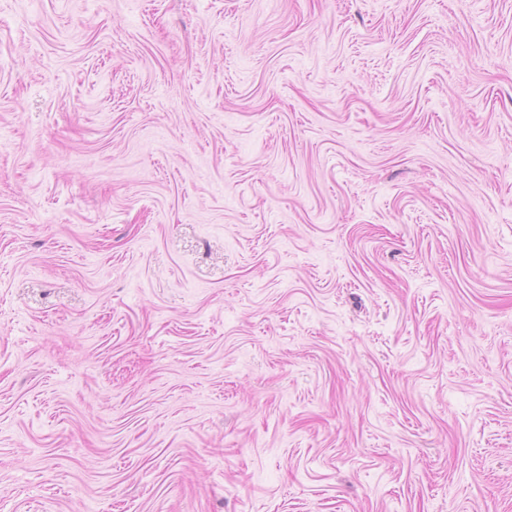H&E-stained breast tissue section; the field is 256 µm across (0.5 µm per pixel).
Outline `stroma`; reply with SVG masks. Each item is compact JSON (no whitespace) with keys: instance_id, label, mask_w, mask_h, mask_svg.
Instances as JSON below:
<instances>
[{"instance_id":"stroma-1","label":"stroma","mask_w":512,"mask_h":512,"mask_svg":"<svg viewBox=\"0 0 512 512\" xmlns=\"http://www.w3.org/2000/svg\"><path fill=\"white\" fill-rule=\"evenodd\" d=\"M0 512H512V0H0Z\"/></svg>"}]
</instances>
